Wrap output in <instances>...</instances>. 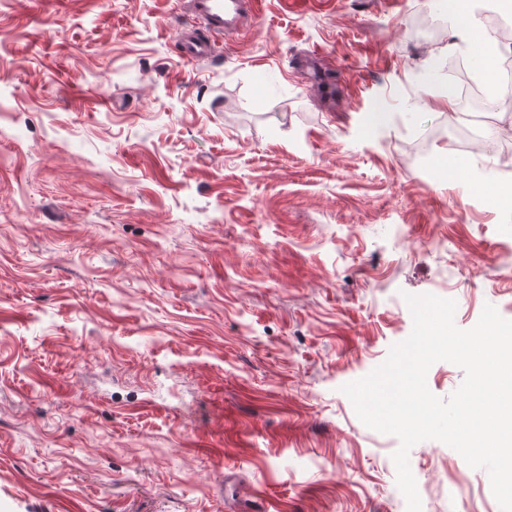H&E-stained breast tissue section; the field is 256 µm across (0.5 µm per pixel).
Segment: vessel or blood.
I'll return each mask as SVG.
<instances>
[{"instance_id":"1","label":"vessel or blood","mask_w":512,"mask_h":512,"mask_svg":"<svg viewBox=\"0 0 512 512\" xmlns=\"http://www.w3.org/2000/svg\"><path fill=\"white\" fill-rule=\"evenodd\" d=\"M256 0H181L180 9L206 31L205 36L182 32L178 44L182 57L192 63L212 59L223 37L242 34Z\"/></svg>"}]
</instances>
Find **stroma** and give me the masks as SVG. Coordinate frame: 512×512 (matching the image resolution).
Wrapping results in <instances>:
<instances>
[{"label": "stroma", "instance_id": "1", "mask_svg": "<svg viewBox=\"0 0 512 512\" xmlns=\"http://www.w3.org/2000/svg\"><path fill=\"white\" fill-rule=\"evenodd\" d=\"M175 10L0 0V512H405L341 388L405 294L512 320L478 185L512 186V92L456 149L433 0H259L197 64ZM408 459L422 512H501L447 445Z\"/></svg>", "mask_w": 512, "mask_h": 512}]
</instances>
